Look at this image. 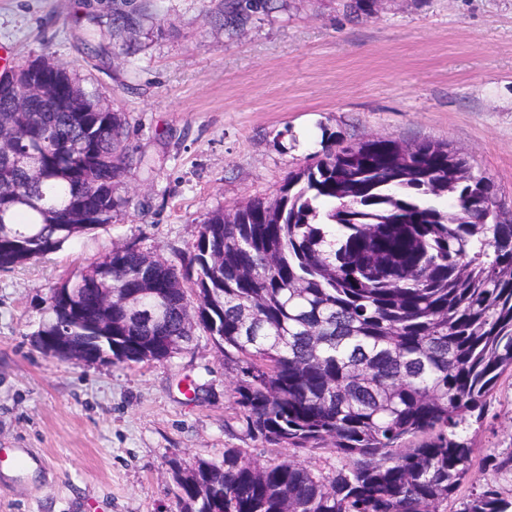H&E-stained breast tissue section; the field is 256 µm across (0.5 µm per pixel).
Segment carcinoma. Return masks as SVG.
<instances>
[{
  "instance_id": "carcinoma-1",
  "label": "carcinoma",
  "mask_w": 512,
  "mask_h": 512,
  "mask_svg": "<svg viewBox=\"0 0 512 512\" xmlns=\"http://www.w3.org/2000/svg\"><path fill=\"white\" fill-rule=\"evenodd\" d=\"M251 0H224L244 29ZM41 95H28L32 69ZM0 95V269L54 253L112 223L114 187L133 163L127 122L65 68L37 58ZM490 178L445 144L389 137L326 147L280 196L207 213L188 265L111 250L57 288H83L99 318L104 269L132 297L112 310L117 364L169 358L163 339L210 336L237 371L248 430L293 449L328 448L319 476L244 448L198 460L178 484L182 512H448L472 472L499 378L512 373V212ZM457 512H512L494 476Z\"/></svg>"
}]
</instances>
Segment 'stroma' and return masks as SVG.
<instances>
[{"mask_svg":"<svg viewBox=\"0 0 512 512\" xmlns=\"http://www.w3.org/2000/svg\"><path fill=\"white\" fill-rule=\"evenodd\" d=\"M272 5L234 34L224 0H0L12 61L67 67L125 113L148 162L122 176L131 204L112 224L0 270V448L44 462L0 465V512H179L170 460L276 455L249 433L205 333L130 366L35 346L50 287L112 248L134 241L181 264L208 212L275 200L325 146L374 135L448 144L512 209V0H381L369 16L343 0ZM476 440L481 456L512 450V377Z\"/></svg>","mask_w":512,"mask_h":512,"instance_id":"35a3bbf8","label":"stroma"}]
</instances>
